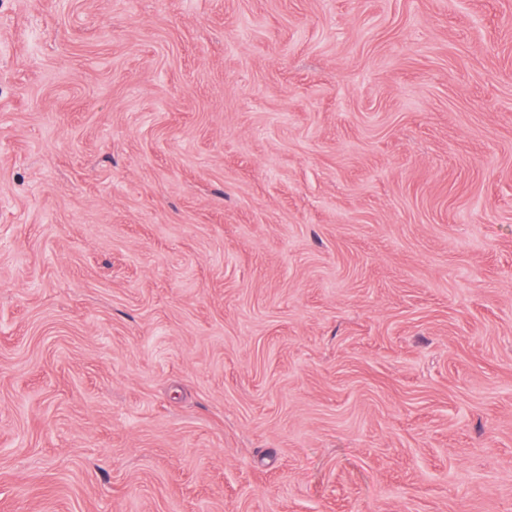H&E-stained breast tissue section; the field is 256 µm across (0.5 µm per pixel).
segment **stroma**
I'll list each match as a JSON object with an SVG mask.
<instances>
[{
    "instance_id": "35a3bbf8",
    "label": "stroma",
    "mask_w": 512,
    "mask_h": 512,
    "mask_svg": "<svg viewBox=\"0 0 512 512\" xmlns=\"http://www.w3.org/2000/svg\"><path fill=\"white\" fill-rule=\"evenodd\" d=\"M0 512H512V0H0Z\"/></svg>"
}]
</instances>
